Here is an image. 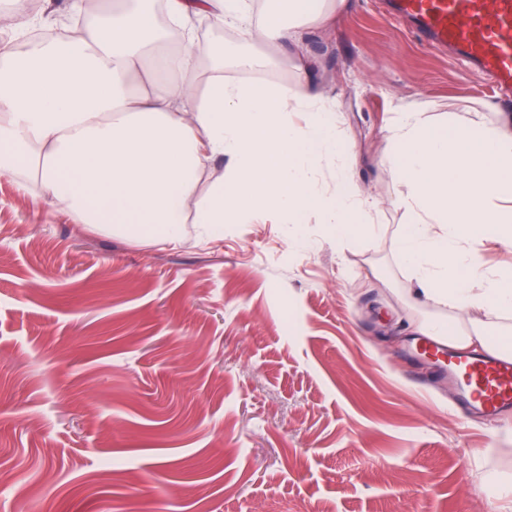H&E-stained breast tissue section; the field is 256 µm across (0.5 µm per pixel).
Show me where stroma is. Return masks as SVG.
Instances as JSON below:
<instances>
[{
  "label": "stroma",
  "mask_w": 512,
  "mask_h": 512,
  "mask_svg": "<svg viewBox=\"0 0 512 512\" xmlns=\"http://www.w3.org/2000/svg\"><path fill=\"white\" fill-rule=\"evenodd\" d=\"M304 41L339 106L319 185L349 171L373 237L336 242L311 208L300 246L266 216L141 244L0 178V512H487L512 414L460 418L410 350L405 188L380 156L398 105L512 102L377 0Z\"/></svg>",
  "instance_id": "1"
}]
</instances>
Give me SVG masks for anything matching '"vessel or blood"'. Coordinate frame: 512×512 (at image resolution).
Wrapping results in <instances>:
<instances>
[{
  "label": "vessel or blood",
  "mask_w": 512,
  "mask_h": 512,
  "mask_svg": "<svg viewBox=\"0 0 512 512\" xmlns=\"http://www.w3.org/2000/svg\"><path fill=\"white\" fill-rule=\"evenodd\" d=\"M387 15L430 46L448 51L512 90V0H387ZM465 375L461 410L495 417L512 410V360L458 356Z\"/></svg>",
  "instance_id": "1"
}]
</instances>
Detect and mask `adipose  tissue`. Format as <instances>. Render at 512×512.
I'll return each mask as SVG.
<instances>
[{"label": "adipose tissue", "mask_w": 512, "mask_h": 512, "mask_svg": "<svg viewBox=\"0 0 512 512\" xmlns=\"http://www.w3.org/2000/svg\"><path fill=\"white\" fill-rule=\"evenodd\" d=\"M145 0H99V25L18 54L0 41V177L47 198L95 231L143 244L180 245L185 225L217 240L260 211L300 224L319 208L337 240L377 232L374 203L337 170L332 193L316 168L336 154V102L319 93L298 53L300 28L334 20L347 0H285V13L252 20L251 0H161L179 47L165 41ZM208 20L268 47L200 63L191 45ZM294 61L292 83L252 79ZM304 113L303 125L291 115ZM381 162L407 188L410 219L394 242L422 304L445 308L420 334L512 358V269L487 270L480 240L512 247V115L483 111L435 124L402 110ZM225 174L202 177L215 161Z\"/></svg>", "instance_id": "1"}]
</instances>
